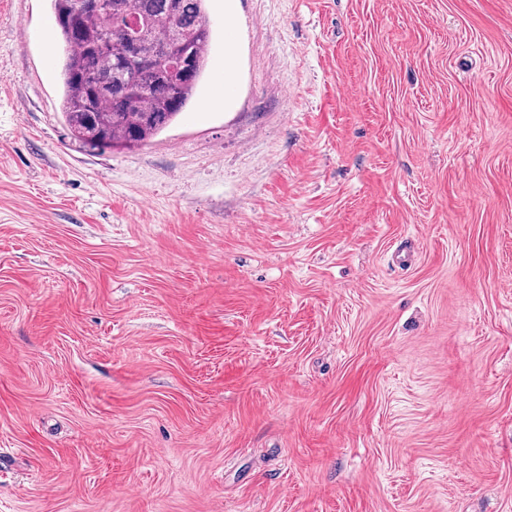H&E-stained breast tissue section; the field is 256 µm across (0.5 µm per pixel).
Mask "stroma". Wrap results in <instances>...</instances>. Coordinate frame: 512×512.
I'll list each match as a JSON object with an SVG mask.
<instances>
[{"mask_svg":"<svg viewBox=\"0 0 512 512\" xmlns=\"http://www.w3.org/2000/svg\"><path fill=\"white\" fill-rule=\"evenodd\" d=\"M206 13L98 151L0 0V512H512V0Z\"/></svg>","mask_w":512,"mask_h":512,"instance_id":"stroma-1","label":"stroma"}]
</instances>
